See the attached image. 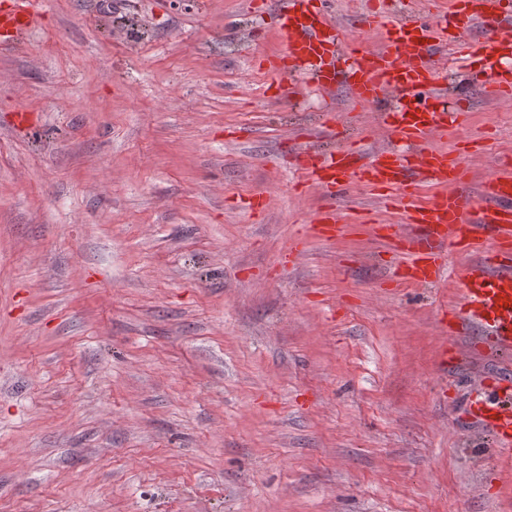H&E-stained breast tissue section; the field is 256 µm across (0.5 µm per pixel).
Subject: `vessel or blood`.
Segmentation results:
<instances>
[{"label": "vessel or blood", "mask_w": 512, "mask_h": 512, "mask_svg": "<svg viewBox=\"0 0 512 512\" xmlns=\"http://www.w3.org/2000/svg\"><path fill=\"white\" fill-rule=\"evenodd\" d=\"M281 54L268 62L274 74L304 71L309 86L323 93L345 87L360 104L376 103L378 124L390 141L371 152L357 142L321 149L306 146L294 155L303 183L336 198L346 183L359 180L386 207L407 221L386 224L382 238L392 246L396 284L434 286L444 277L450 255L472 261L459 272L460 302L442 308L445 335L477 330L496 351H512V162L503 161L477 191L458 152L428 147L436 130L464 126L466 110L448 92V73L482 61L490 72L489 94L512 97V35L501 0H448L431 14L396 13L392 0H370L361 26H380L383 45L370 51L348 39L315 0H277ZM40 25L36 0H0V44L17 47ZM479 38H470L471 29ZM449 50L448 65L435 67L431 50ZM433 195H425V188ZM317 237L335 238L343 227L332 209L311 226ZM469 415L485 423L498 459L512 460V407L471 402Z\"/></svg>", "instance_id": "obj_1"}]
</instances>
